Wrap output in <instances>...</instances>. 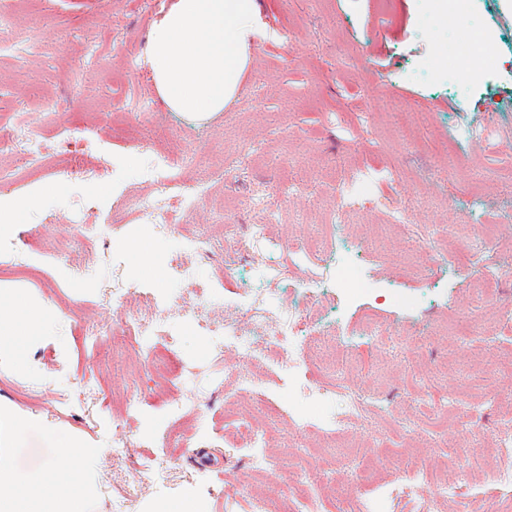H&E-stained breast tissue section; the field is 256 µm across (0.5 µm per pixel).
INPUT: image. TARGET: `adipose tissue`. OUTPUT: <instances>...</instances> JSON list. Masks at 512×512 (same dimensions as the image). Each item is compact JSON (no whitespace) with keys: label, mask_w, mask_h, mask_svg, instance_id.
<instances>
[{"label":"adipose tissue","mask_w":512,"mask_h":512,"mask_svg":"<svg viewBox=\"0 0 512 512\" xmlns=\"http://www.w3.org/2000/svg\"><path fill=\"white\" fill-rule=\"evenodd\" d=\"M257 0H174L150 30L145 62L167 109L197 118L223 111L250 67L259 28ZM47 318L19 298L0 297V336L15 341L42 330ZM85 465L61 449L35 475L0 470V512H81L64 496Z\"/></svg>","instance_id":"ef3b65f1"}]
</instances>
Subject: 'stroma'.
<instances>
[{
	"label": "stroma",
	"mask_w": 512,
	"mask_h": 512,
	"mask_svg": "<svg viewBox=\"0 0 512 512\" xmlns=\"http://www.w3.org/2000/svg\"><path fill=\"white\" fill-rule=\"evenodd\" d=\"M172 2L33 0L31 14L14 16L16 39L34 48L0 56V123L18 127L12 150L0 152V169L13 174L0 183V202L36 205L0 224V265L24 261L40 275L1 277L0 294L20 295L51 324L22 345L0 342V469L35 472L58 449L77 448L86 459L83 512H175L182 504L248 512L254 495L288 512L285 487L299 465L338 512L384 504L389 512H512V468L484 461L512 422V279H493L477 298L483 266L453 256L463 237L489 225L498 241L492 266L512 268V0H481L473 15V28L492 29L495 39L464 62L478 76L467 89L448 80V28L433 0H393L386 17L378 0H258L260 35L238 97L205 120L168 111L143 66L150 28ZM80 69L88 81L75 99L66 76ZM43 95L57 97L56 116L41 112ZM125 97L152 109L119 117ZM479 124L491 128L489 138L467 136ZM33 133L46 152L30 169L17 154ZM159 151L184 156L180 175L207 179L224 215L201 204L169 235L129 217L118 195L152 192L145 172ZM362 176L370 183L355 207L338 211V185ZM84 205L111 224L110 238L77 237L59 250L69 211ZM255 224L266 225L268 246L251 243ZM229 233L245 249L217 246L204 259L180 251L182 236L218 242ZM428 239L445 259L413 258ZM131 241L153 250L158 274L140 268ZM292 242L351 249L370 289L351 303L333 287L309 295L300 270L284 268L280 312L308 324L292 358L229 351L214 363L208 336L187 314L196 282L219 284L222 299L199 304L200 314L247 322L254 271L279 263ZM175 253L190 279H172ZM116 278L169 294L178 340L157 348L191 374L156 381L133 352L113 363L112 339L123 329L102 290ZM402 296L411 307L399 305ZM368 320L400 349L364 336ZM296 358L322 371L336 360L367 411L337 423L335 397L312 396V381L290 374ZM242 370L262 375L258 391H239ZM128 396L142 401L141 415L124 412ZM453 396L482 407L480 427L436 426ZM173 399L190 416L169 414ZM262 399L277 405L267 416V475L224 430L226 417L252 414ZM410 420L414 429L401 434ZM195 422L205 438L174 442ZM118 438L127 446L116 457ZM413 453L451 473L475 463L467 497L431 501L429 475L405 466ZM136 468L151 470V482L134 483Z\"/></svg>",
	"instance_id": "1"
}]
</instances>
